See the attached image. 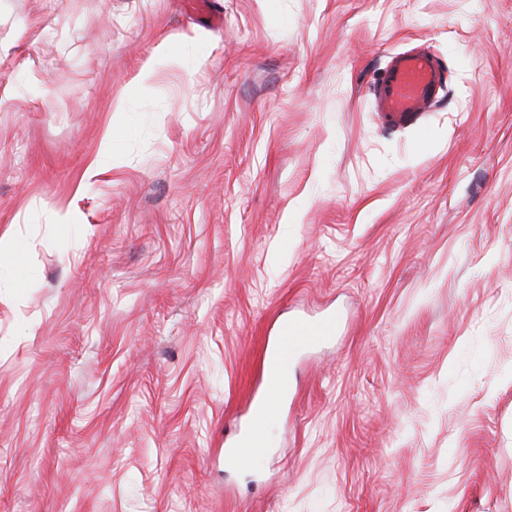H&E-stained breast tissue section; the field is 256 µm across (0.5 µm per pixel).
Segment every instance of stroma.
Listing matches in <instances>:
<instances>
[{"instance_id": "obj_1", "label": "stroma", "mask_w": 512, "mask_h": 512, "mask_svg": "<svg viewBox=\"0 0 512 512\" xmlns=\"http://www.w3.org/2000/svg\"><path fill=\"white\" fill-rule=\"evenodd\" d=\"M0 237V512H512V0H0ZM442 78L438 63L423 53L393 57L386 84L377 96V108L394 124L425 112ZM340 313H327L318 319L293 318L277 328L270 358L274 372L266 376L262 395L254 403L247 429L226 451L227 457L240 468H249L263 449L266 440V423L276 414L274 399L288 395L291 377L288 367L304 348L314 347L335 338L342 327Z\"/></svg>"}]
</instances>
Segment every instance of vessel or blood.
Segmentation results:
<instances>
[{"label":"vessel or blood","mask_w":512,"mask_h":512,"mask_svg":"<svg viewBox=\"0 0 512 512\" xmlns=\"http://www.w3.org/2000/svg\"><path fill=\"white\" fill-rule=\"evenodd\" d=\"M441 78V69L432 57L423 53L398 54L393 57L387 82L377 96V108L392 123L407 122L426 110ZM342 323V315L336 312L313 320L293 318L278 326L270 350L274 371L264 380L247 429L226 451L236 466L250 467L261 452L266 423L276 413L274 402L287 395L291 386L288 368L297 354L337 336Z\"/></svg>","instance_id":"1"}]
</instances>
